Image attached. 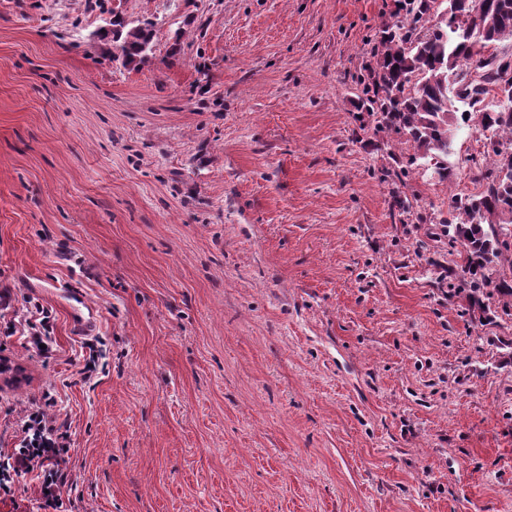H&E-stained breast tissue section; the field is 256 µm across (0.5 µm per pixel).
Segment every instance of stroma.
<instances>
[{
	"label": "stroma",
	"mask_w": 512,
	"mask_h": 512,
	"mask_svg": "<svg viewBox=\"0 0 512 512\" xmlns=\"http://www.w3.org/2000/svg\"><path fill=\"white\" fill-rule=\"evenodd\" d=\"M122 7L136 68L86 0H0V283L56 338L0 335V449L48 392L73 512H512V316L434 233L482 144L441 181L362 106L396 0ZM155 33L154 29L142 27L141 24L127 23L118 33V44L113 45L114 57L123 58L124 66H137L144 62L152 50ZM24 302L29 305L25 306L26 314L20 316L18 323L24 328L23 336H26L27 346L39 357L50 359L56 351L52 313L38 302L32 305L28 298H24ZM40 344H44L45 348H41Z\"/></svg>",
	"instance_id": "obj_1"
}]
</instances>
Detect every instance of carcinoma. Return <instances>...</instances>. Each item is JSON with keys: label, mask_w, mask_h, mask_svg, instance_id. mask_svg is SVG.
<instances>
[{"label": "carcinoma", "mask_w": 512, "mask_h": 512, "mask_svg": "<svg viewBox=\"0 0 512 512\" xmlns=\"http://www.w3.org/2000/svg\"><path fill=\"white\" fill-rule=\"evenodd\" d=\"M404 16L382 31L385 51L377 64L369 112L382 124L404 132L416 150L414 160L441 180L454 175L448 165L454 127L476 119L483 158H471L476 193L456 197L440 231L462 247L459 274L467 279L472 309L489 310V293L512 311V98L506 105L486 99L512 88V57L497 43L512 39V0H400ZM479 37L485 49L470 57ZM155 33L131 22L118 42L123 65L137 66L152 50ZM492 291H487V287Z\"/></svg>", "instance_id": "carcinoma-1"}]
</instances>
